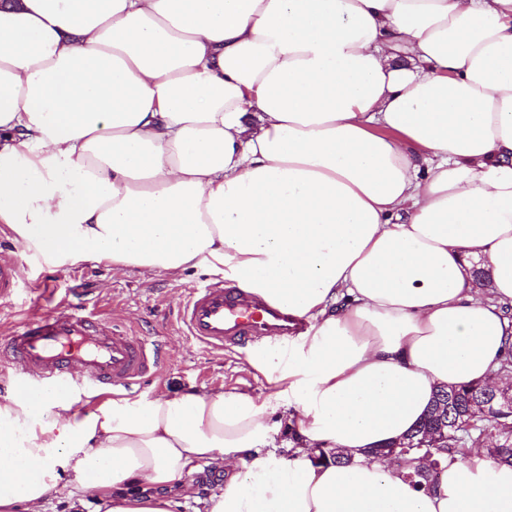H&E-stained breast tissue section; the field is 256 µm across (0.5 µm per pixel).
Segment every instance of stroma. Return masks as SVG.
<instances>
[{
    "instance_id": "stroma-1",
    "label": "stroma",
    "mask_w": 512,
    "mask_h": 512,
    "mask_svg": "<svg viewBox=\"0 0 512 512\" xmlns=\"http://www.w3.org/2000/svg\"><path fill=\"white\" fill-rule=\"evenodd\" d=\"M20 257L21 287L13 306L0 311V334L30 311L49 312L63 299L85 302L163 345L167 355L163 371L140 387V395L236 389L257 396L267 391L266 377L248 362L253 346L221 354L205 352L180 330L179 304L187 291L210 283L206 271L193 269L179 275L143 276L84 262L51 268L26 251Z\"/></svg>"
}]
</instances>
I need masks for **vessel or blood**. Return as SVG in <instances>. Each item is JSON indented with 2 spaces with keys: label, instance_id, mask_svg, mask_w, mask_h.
<instances>
[{
  "label": "vessel or blood",
  "instance_id": "1",
  "mask_svg": "<svg viewBox=\"0 0 512 512\" xmlns=\"http://www.w3.org/2000/svg\"><path fill=\"white\" fill-rule=\"evenodd\" d=\"M20 287L18 262L0 256V305L10 304ZM178 322L204 350L287 345L303 335L305 317L237 287L215 281L189 291ZM162 363L159 345L59 301L48 315L32 314L0 336V371L11 391L29 385L90 391L131 389L156 374Z\"/></svg>",
  "mask_w": 512,
  "mask_h": 512
}]
</instances>
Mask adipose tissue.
<instances>
[{"label": "adipose tissue", "instance_id": "1", "mask_svg": "<svg viewBox=\"0 0 512 512\" xmlns=\"http://www.w3.org/2000/svg\"><path fill=\"white\" fill-rule=\"evenodd\" d=\"M0 224L56 267L203 268L309 321L252 358L261 398L6 396L0 512L66 475L172 512L203 462L206 512H512L483 451L429 493L364 456L512 348V0H0ZM224 469L214 466H205L201 470L186 475L182 482L189 487L190 495L200 498L208 497L212 491L223 485ZM192 497L187 501L183 498H176L181 505L175 508V512H194L195 507H201L194 503Z\"/></svg>", "mask_w": 512, "mask_h": 512}]
</instances>
